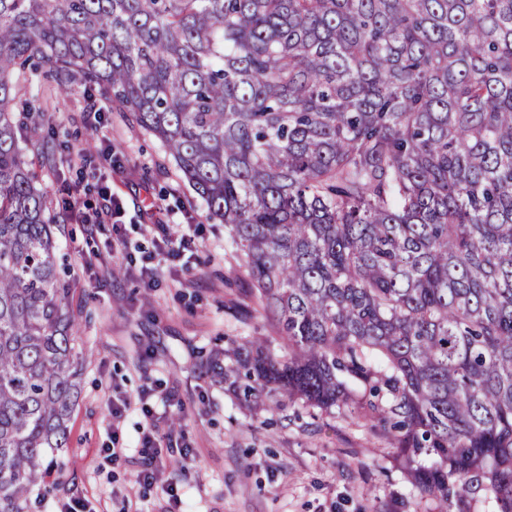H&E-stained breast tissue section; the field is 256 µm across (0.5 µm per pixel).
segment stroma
I'll list each match as a JSON object with an SVG mask.
<instances>
[{"label":"stroma","instance_id":"obj_1","mask_svg":"<svg viewBox=\"0 0 512 512\" xmlns=\"http://www.w3.org/2000/svg\"><path fill=\"white\" fill-rule=\"evenodd\" d=\"M30 90L46 98L43 135L53 150L32 149L40 186L52 203L63 301L74 314L83 369L81 391L61 450L50 455L61 484L25 512H62L74 501L86 512H169L162 485L140 487L135 475L143 416L128 409L113 422V400L154 383L165 478L180 481L190 512H436L414 492L395 450L361 410L326 414L302 403L270 412L242 408L230 385L206 373L224 359L228 341L269 336L273 329L248 297L246 273L224 241V226L207 219L201 199L183 182L163 145L96 92L55 90L46 74ZM89 153L73 163L77 151ZM120 197L126 253H113L111 227L79 223L61 200L77 194L101 202L100 187ZM169 206L157 218L155 204ZM199 227L198 251L146 287L141 258L153 252L156 220ZM125 452L104 453L113 434Z\"/></svg>","mask_w":512,"mask_h":512}]
</instances>
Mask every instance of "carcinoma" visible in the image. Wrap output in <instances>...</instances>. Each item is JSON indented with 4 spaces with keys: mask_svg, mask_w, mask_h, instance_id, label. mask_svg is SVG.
I'll return each mask as SVG.
<instances>
[{
    "mask_svg": "<svg viewBox=\"0 0 512 512\" xmlns=\"http://www.w3.org/2000/svg\"><path fill=\"white\" fill-rule=\"evenodd\" d=\"M94 87L224 224L273 336L250 407L355 387L438 512H512V0H0V512L46 489L81 362L25 76Z\"/></svg>",
    "mask_w": 512,
    "mask_h": 512,
    "instance_id": "carcinoma-1",
    "label": "carcinoma"
}]
</instances>
